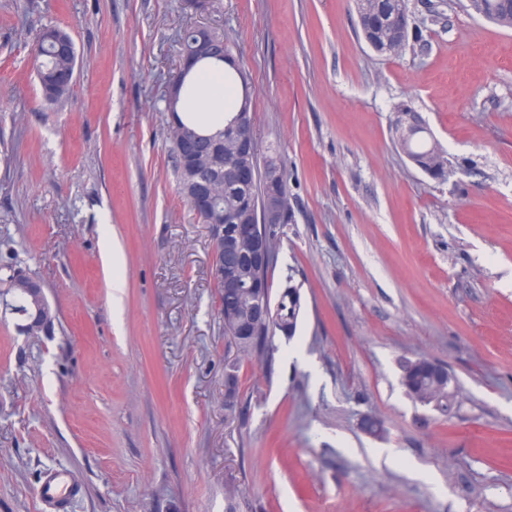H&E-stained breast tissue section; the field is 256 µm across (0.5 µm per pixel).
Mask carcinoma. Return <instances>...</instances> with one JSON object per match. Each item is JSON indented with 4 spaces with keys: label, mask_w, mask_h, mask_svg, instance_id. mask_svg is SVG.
Returning a JSON list of instances; mask_svg holds the SVG:
<instances>
[{
    "label": "carcinoma",
    "mask_w": 512,
    "mask_h": 512,
    "mask_svg": "<svg viewBox=\"0 0 512 512\" xmlns=\"http://www.w3.org/2000/svg\"><path fill=\"white\" fill-rule=\"evenodd\" d=\"M484 2L487 21L505 29H512V12H500L497 0H467L466 10L477 15L475 6ZM360 12L364 15L361 34L364 40L373 44L379 55L400 56L410 48V40H394L397 28L396 19L400 10L399 0H359ZM199 29L186 30L181 38V56H197ZM77 50L71 34L58 25L44 26L36 38L34 46V69L42 96L50 104L69 98L73 92ZM224 82L233 88L247 92L248 79L240 68H232L224 73ZM190 132L198 137L194 146L196 164L205 166L210 154L211 142L222 134L217 130L202 134L183 120H177V128L170 138V151L179 178V190L184 197L187 192V177L182 167V158L187 154L181 141L180 132ZM398 145L423 172L435 179L447 175L448 157L442 146L433 138L421 134L409 135L403 128L394 129ZM225 160L232 166L243 167L254 176L251 186L240 192L229 185H219L213 190V200L209 208L200 214L203 223L227 213L234 222L224 225V276L237 284L230 292L224 293L219 308L224 320V336L231 339L248 331L252 340L236 344L237 352L270 363L274 357L273 338L281 333L285 338L294 336L301 314L302 300L300 286L294 283L293 275H288L282 285L278 299H273L271 270L276 264L272 259L263 264L249 260L248 254L254 251V243L248 238L234 235L237 223L256 224L260 211L270 203L288 213V175L280 161L267 156L259 160V149L253 152L238 151L229 143H224ZM34 276L21 268L9 267V273L0 277V294L12 295L19 309L26 312L30 307L28 286ZM266 290L268 314L264 318L255 312L254 289ZM403 388L409 398L422 405L432 406L443 414L457 403V392L448 385V379L440 378L433 370V360L420 357L414 370L408 375Z\"/></svg>",
    "instance_id": "1"
}]
</instances>
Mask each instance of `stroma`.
I'll return each instance as SVG.
<instances>
[{
  "label": "stroma",
  "instance_id": "stroma-1",
  "mask_svg": "<svg viewBox=\"0 0 512 512\" xmlns=\"http://www.w3.org/2000/svg\"><path fill=\"white\" fill-rule=\"evenodd\" d=\"M437 2L408 0L421 37L388 58L354 0H0V264L57 315L30 336L0 312V512H41L53 469L70 512H226L230 482L237 512H512V29ZM50 22L78 52L58 104L32 66ZM202 24L288 172L271 277L304 308L269 366L225 338L210 227L177 193L163 95ZM402 100L445 181L393 142ZM417 357L454 377L453 414L405 395ZM213 38L224 42V47L219 46L215 43H211L207 38H201L200 42L203 49L207 53L217 54L225 58L224 52L234 55L233 53V40L229 33L225 31H218L215 29H208ZM199 28H190L187 29L182 38H181V57L189 56L180 61V68L185 70L189 68L192 64V59L190 57H196V62L200 61H212V62H224L223 58L217 57L215 55L202 56L197 58V44L199 41ZM76 488L62 470L50 471L36 488V497L44 512H68Z\"/></svg>",
  "mask_w": 512,
  "mask_h": 512
}]
</instances>
